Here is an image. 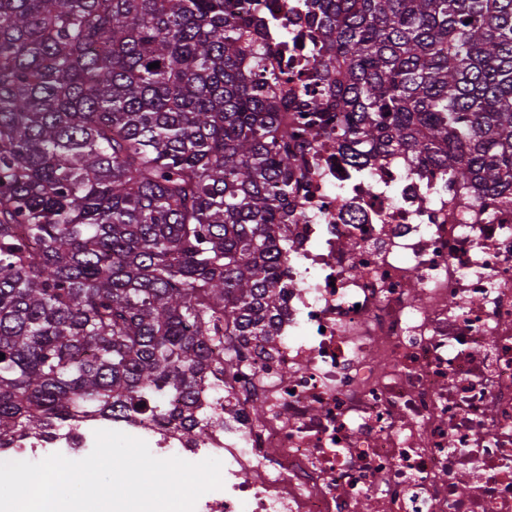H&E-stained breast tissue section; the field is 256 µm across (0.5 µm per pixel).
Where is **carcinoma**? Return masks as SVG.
I'll return each mask as SVG.
<instances>
[{"mask_svg": "<svg viewBox=\"0 0 512 512\" xmlns=\"http://www.w3.org/2000/svg\"><path fill=\"white\" fill-rule=\"evenodd\" d=\"M258 2L0 0V448L80 416L223 425L198 386L275 335L322 130L512 194V0H306L300 142Z\"/></svg>", "mask_w": 512, "mask_h": 512, "instance_id": "cac0c4a2", "label": "carcinoma"}]
</instances>
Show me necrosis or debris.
Masks as SVG:
<instances>
[{
  "label": "necrosis or debris",
  "instance_id": "necrosis-or-debris-1",
  "mask_svg": "<svg viewBox=\"0 0 512 512\" xmlns=\"http://www.w3.org/2000/svg\"><path fill=\"white\" fill-rule=\"evenodd\" d=\"M260 7L269 50L306 81L302 0ZM301 166L275 341L200 389L203 409L223 401V426L195 440L95 418L15 452L80 458L110 427L219 459L223 487L195 512H512V197H476L405 155L354 165L332 135Z\"/></svg>",
  "mask_w": 512,
  "mask_h": 512
}]
</instances>
